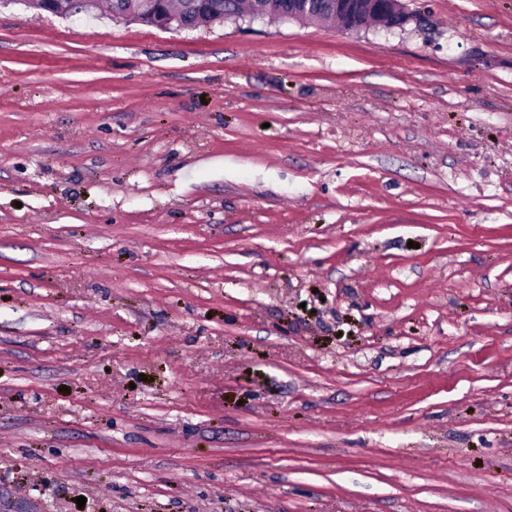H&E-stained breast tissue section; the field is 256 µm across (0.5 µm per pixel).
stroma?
Instances as JSON below:
<instances>
[{"mask_svg": "<svg viewBox=\"0 0 512 512\" xmlns=\"http://www.w3.org/2000/svg\"><path fill=\"white\" fill-rule=\"evenodd\" d=\"M403 2L0 0V512H512V0ZM42 11L57 16H76L80 14H97L96 0H41ZM66 3V6L63 3ZM146 0H110V9L112 12L121 13L124 15L111 14L115 20L124 22H131L134 17L140 24L157 26V20L159 14L156 13L155 8H151V5ZM129 15V16H125ZM158 27V26H157ZM350 0H170L169 11L175 17L174 25L181 29L196 27L207 21H236L239 11H252L258 17L288 20V15L303 11L309 18L338 22L340 26L358 28L369 21L378 22L372 13L370 0L355 1L350 12L336 15V9L348 11Z\"/></svg>", "mask_w": 512, "mask_h": 512, "instance_id": "1", "label": "stroma"}]
</instances>
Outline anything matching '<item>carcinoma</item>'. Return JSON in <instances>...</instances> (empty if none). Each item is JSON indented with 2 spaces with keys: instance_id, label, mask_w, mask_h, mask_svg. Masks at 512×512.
I'll return each mask as SVG.
<instances>
[{
  "instance_id": "cac0c4a2",
  "label": "carcinoma",
  "mask_w": 512,
  "mask_h": 512,
  "mask_svg": "<svg viewBox=\"0 0 512 512\" xmlns=\"http://www.w3.org/2000/svg\"><path fill=\"white\" fill-rule=\"evenodd\" d=\"M169 11L175 17L174 25L183 29L196 27L207 21H235L241 11H251L258 18L288 19V15L303 11L309 18L337 22L342 27L358 28L378 18L370 13L371 0H357L351 11L336 15V0H169ZM115 13L129 15L144 25H157L159 14L148 0H110Z\"/></svg>"
}]
</instances>
